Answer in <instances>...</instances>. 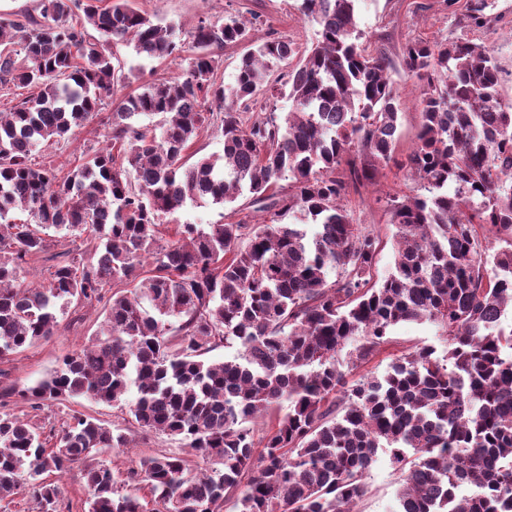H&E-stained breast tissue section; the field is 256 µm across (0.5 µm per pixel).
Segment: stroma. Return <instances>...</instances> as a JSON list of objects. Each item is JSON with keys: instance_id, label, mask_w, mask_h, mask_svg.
<instances>
[{"instance_id": "35a3bbf8", "label": "stroma", "mask_w": 512, "mask_h": 512, "mask_svg": "<svg viewBox=\"0 0 512 512\" xmlns=\"http://www.w3.org/2000/svg\"><path fill=\"white\" fill-rule=\"evenodd\" d=\"M135 4L163 23L173 25L178 40H187L199 20H218L236 17L250 21L256 40L282 37L308 46L316 37L318 26L299 11L298 0H135ZM481 8V23L469 18L471 5ZM357 22L367 37L373 53L382 55L389 63L390 76L399 96L398 142L394 158L379 168L373 181L359 192L350 193L347 204L355 223L372 225L383 240V249L376 267L377 278H384L393 264L394 228L389 222L387 200L396 194L417 189L403 162L416 146L420 130L417 100L421 88L403 62L407 42H451L460 38L488 45L499 67V90L504 99L512 100V0H360ZM108 52L118 60L126 75L122 95L140 92L143 85L171 79L183 73L185 56L179 55L158 62L137 55L132 43L111 41ZM122 95L104 99L102 108L85 126L72 136L40 144L32 159L68 173L83 159L107 144L112 114ZM87 237L62 233L48 239L45 252L23 264L20 278L24 283L47 284L55 266L67 252L90 248ZM102 306L82 308L69 306L58 317L59 325L52 336L41 340L23 353L0 360V387L25 388L48 377L62 359L87 343L103 319ZM385 352L370 362L351 370V378L366 374L383 375L393 355L423 345L444 352L445 338L428 323H403L391 334ZM76 412L96 417L109 424H123L128 417L127 405H106L87 398L46 404L39 412L42 423L60 427ZM128 448L105 450L101 459L115 476L124 479L128 469L136 467L140 458L159 451L175 452L179 445L160 432L135 431ZM400 473L391 464L388 453L379 452L368 481L370 492L360 505L361 512H390L399 487Z\"/></svg>"}]
</instances>
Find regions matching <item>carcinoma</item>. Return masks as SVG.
I'll list each match as a JSON object with an SVG mask.
<instances>
[{
    "instance_id": "obj_1",
    "label": "carcinoma",
    "mask_w": 512,
    "mask_h": 512,
    "mask_svg": "<svg viewBox=\"0 0 512 512\" xmlns=\"http://www.w3.org/2000/svg\"><path fill=\"white\" fill-rule=\"evenodd\" d=\"M358 2L301 0L320 27L305 47L255 42L237 18L200 20L185 72L122 99L110 148L63 177L31 155L116 94L122 68L105 44L129 40L165 61L181 52L174 29L133 0H41L40 18L0 27V90L28 91L0 112V358L51 336L64 305L105 302L91 344L0 397L37 411L133 391L132 421L181 444L128 472L148 490L143 503L98 461L128 447L124 429L75 413L51 443L36 416L0 414V500L24 493L38 512H59L58 478L80 465L87 512H358L384 450L400 471L395 512H512V101L489 47L405 44L422 94L403 167L422 192L389 198L393 269L375 280L382 241L343 199L393 160L399 100L363 41ZM244 42L226 85L221 52ZM283 96L284 116L254 111ZM216 109L223 156L185 162ZM146 113L159 132L134 125ZM246 193L267 220L162 224L189 201ZM17 208L36 227L8 218ZM62 230L91 236L93 249L69 253L46 286L20 282L43 234ZM402 322L434 325L446 353L418 348L380 377L348 380L338 354L356 368ZM221 345L232 354L205 358ZM285 403L256 450L251 420Z\"/></svg>"
}]
</instances>
